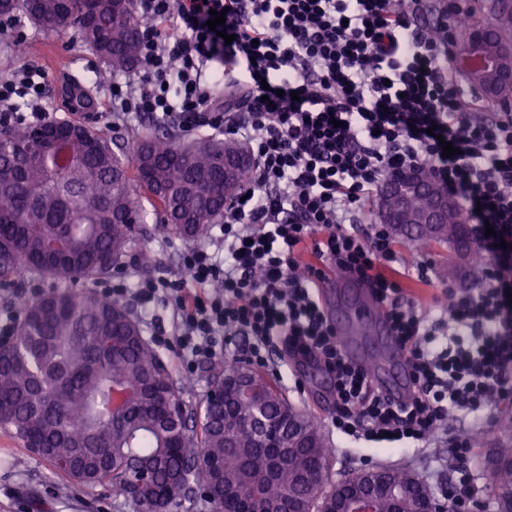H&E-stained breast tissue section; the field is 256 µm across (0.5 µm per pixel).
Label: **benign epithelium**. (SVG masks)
Instances as JSON below:
<instances>
[{"mask_svg":"<svg viewBox=\"0 0 512 512\" xmlns=\"http://www.w3.org/2000/svg\"><path fill=\"white\" fill-rule=\"evenodd\" d=\"M452 59L467 66L466 77L473 87L486 96L502 103L512 102V42L493 41L475 30L470 37L456 45ZM250 163V156L231 151L224 155V180L231 183L239 168ZM425 194L430 198L428 210L420 213L392 211L381 199L378 209L384 224H447L456 200L437 180L424 181L412 171L401 170L389 182L387 196L404 202L412 196ZM378 494L376 483L359 470L346 478L337 488L336 496L324 502L318 512H374L373 504Z\"/></svg>","mask_w":512,"mask_h":512,"instance_id":"1","label":"benign epithelium"}]
</instances>
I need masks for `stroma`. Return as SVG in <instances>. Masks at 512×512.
<instances>
[{"label":"stroma","mask_w":512,"mask_h":512,"mask_svg":"<svg viewBox=\"0 0 512 512\" xmlns=\"http://www.w3.org/2000/svg\"><path fill=\"white\" fill-rule=\"evenodd\" d=\"M70 56L76 61L78 78L102 72L94 52L86 46L79 32L71 27L55 30H36L27 22L0 34V72L19 60L42 67L47 74L46 96L52 103L54 119L67 115V105L56 90L59 74L54 66L57 58ZM398 248L404 259L425 256L430 263L429 284L415 283L411 289L418 303H429L436 289L447 285L443 268L451 258L444 245H434L418 251L402 242ZM277 383L289 399L303 411L313 415L326 434L332 453L329 477L340 478L344 471L373 466H403L416 472L435 496H442L458 466L449 452L452 428L435 433L423 441L421 449H397L381 445L353 443L340 436L331 426L335 410L330 375L321 367L304 368L300 359H289L282 367ZM497 419L482 423L478 433L485 440L479 449L476 463L482 474V489L477 497L483 512H496V496L490 477L503 450L512 449V433L499 429L500 416L512 413L504 405ZM0 512H131L127 505L113 499L111 492L88 490L73 485L50 465L31 456L14 433L0 427Z\"/></svg>","instance_id":"stroma-1"}]
</instances>
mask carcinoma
<instances>
[{
	"mask_svg": "<svg viewBox=\"0 0 512 512\" xmlns=\"http://www.w3.org/2000/svg\"><path fill=\"white\" fill-rule=\"evenodd\" d=\"M35 28L77 27L106 70L139 63L152 21L133 0H7ZM73 128L67 152L44 149L34 127L0 136V288L19 270L52 281L20 300L17 339L0 347V425L62 476L112 490L133 512H170L209 484L216 512H265L327 479L331 451L319 425L275 384L239 362L222 373L224 403L194 401L189 379H175L146 341L123 299L96 286L111 278L135 235L155 230L202 238L224 214V149L243 143L211 137L137 138L112 149L100 130ZM435 236L405 224L398 237L415 247L446 244L450 279L481 281L486 261L471 248L463 213ZM260 386L240 399L234 385ZM377 512H420L413 471L383 468ZM492 482L512 491V454L496 461Z\"/></svg>",
	"mask_w": 512,
	"mask_h": 512,
	"instance_id": "obj_1",
	"label": "carcinoma"
}]
</instances>
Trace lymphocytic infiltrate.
Segmentation results:
<instances>
[{
    "instance_id": "1",
    "label": "lymphocytic infiltrate",
    "mask_w": 512,
    "mask_h": 512,
    "mask_svg": "<svg viewBox=\"0 0 512 512\" xmlns=\"http://www.w3.org/2000/svg\"><path fill=\"white\" fill-rule=\"evenodd\" d=\"M394 2L134 0L154 25L139 71L109 84L113 126L144 115L176 133L221 132L255 163L215 241L182 251V277L152 273L109 293L170 309L154 341L176 350L180 372L232 347L261 369L309 356L334 379L337 432L405 444L512 399V113L473 119L478 103L448 71L455 25L432 41L427 0L406 12ZM214 10L225 13L216 32ZM44 95V72L13 63L0 73V123L45 121ZM446 141L456 155L444 156ZM407 168L429 170L470 223L492 228L477 237L485 278L434 298L453 323L443 337L400 284L425 279V263L399 265L388 225L360 224L366 200ZM332 271L375 296L405 355L407 401L346 358L319 298Z\"/></svg>"
}]
</instances>
